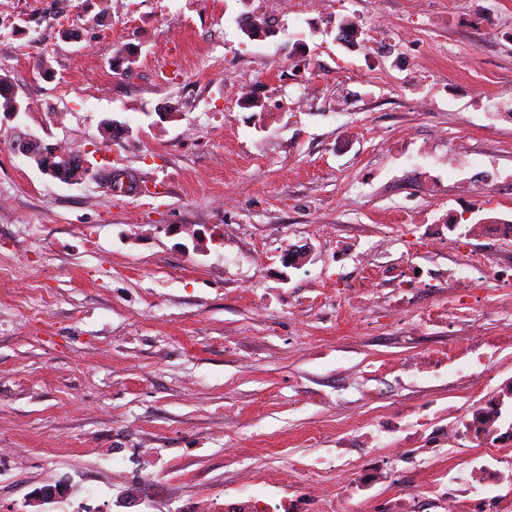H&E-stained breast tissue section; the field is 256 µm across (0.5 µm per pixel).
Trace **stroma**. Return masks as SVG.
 Wrapping results in <instances>:
<instances>
[{
	"label": "stroma",
	"mask_w": 512,
	"mask_h": 512,
	"mask_svg": "<svg viewBox=\"0 0 512 512\" xmlns=\"http://www.w3.org/2000/svg\"><path fill=\"white\" fill-rule=\"evenodd\" d=\"M300 2L308 25L251 40L224 0H0V75L23 104L0 112V512H225L242 471L311 462L394 408L512 377V344L469 381L398 371L447 347L445 330L401 328L453 290L359 313L336 288L360 282L337 237L371 245L410 208L457 205L454 179L419 184L384 132L469 117V174H512V125L482 121L512 109V0ZM348 22L380 26L386 50L341 46ZM243 79L256 107L224 95ZM21 133L86 154L89 175L41 172L13 153ZM116 169L150 194L113 192ZM359 171L374 179L356 192ZM291 245L309 249L297 269Z\"/></svg>",
	"instance_id": "1"
}]
</instances>
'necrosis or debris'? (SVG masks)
<instances>
[{
	"instance_id": "1",
	"label": "necrosis or debris",
	"mask_w": 512,
	"mask_h": 512,
	"mask_svg": "<svg viewBox=\"0 0 512 512\" xmlns=\"http://www.w3.org/2000/svg\"><path fill=\"white\" fill-rule=\"evenodd\" d=\"M457 144V139H449L448 150L441 155L429 143L413 137L390 140L394 156L410 162L413 173L430 187L438 183L436 167L445 159H457L459 168L467 167ZM483 179L485 192H463L458 208L439 215L414 212L411 238L400 254L384 249L371 256L359 242H342L339 256L364 273L360 287L341 290L344 301L362 310L384 295L389 307L398 313L416 296L447 287L456 292V308L420 307L416 327L455 328L460 308L473 318L483 315L490 287L512 288V261L469 247L470 241L478 238L512 241V215L498 212L490 200L502 177L492 170L484 172ZM437 246L455 251L456 257L448 266L426 264L428 253ZM502 342L499 336L465 337L447 350H423L403 358L399 369L417 377L438 378L450 372L461 379L472 378L485 371L491 351L500 348ZM447 446L468 451V459L460 466L436 472L427 501L394 490L401 449ZM352 448L365 449L363 464H355L349 457ZM336 472L347 473L349 479L333 488L327 478ZM340 497L379 512H420L425 502L434 512H448L453 505L463 512H512V380L481 391L461 406L397 410L368 429L339 433L335 456L326 467L310 466L302 492L278 508L254 504L243 512H336Z\"/></svg>"
}]
</instances>
